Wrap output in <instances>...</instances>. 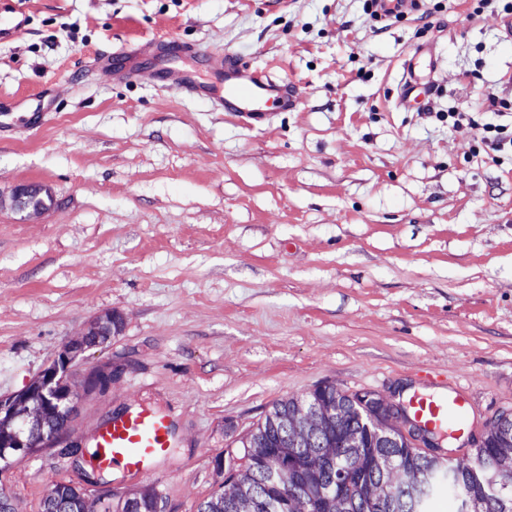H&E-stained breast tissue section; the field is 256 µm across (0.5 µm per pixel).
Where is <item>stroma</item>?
<instances>
[{
  "label": "stroma",
  "instance_id": "1",
  "mask_svg": "<svg viewBox=\"0 0 512 512\" xmlns=\"http://www.w3.org/2000/svg\"><path fill=\"white\" fill-rule=\"evenodd\" d=\"M511 0H421L372 20L363 0H0L22 18L0 40V191L45 186L42 215L0 207V395L21 390L94 316L124 329L87 365L117 381L78 413L174 421L150 473L163 512H197L272 404L319 385L393 402L457 389L483 433L512 411V154H474L439 113L512 103ZM171 34L294 83L296 111L250 126L151 71L202 82L197 57L139 59L140 78L95 56ZM430 46L434 88L398 104L405 57ZM40 112V126L27 127ZM87 459L47 449L1 480L18 512L77 480Z\"/></svg>",
  "mask_w": 512,
  "mask_h": 512
}]
</instances>
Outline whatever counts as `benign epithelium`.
<instances>
[{
  "instance_id": "1",
  "label": "benign epithelium",
  "mask_w": 512,
  "mask_h": 512,
  "mask_svg": "<svg viewBox=\"0 0 512 512\" xmlns=\"http://www.w3.org/2000/svg\"><path fill=\"white\" fill-rule=\"evenodd\" d=\"M41 192L42 189L32 184L18 183L11 189L10 206L18 212L44 214L49 211L50 206L39 198ZM123 326L124 317L116 312H105L93 317L77 336L64 345L58 357L35 375L23 389L0 396V411L7 407L19 419V428L13 440L6 444L12 455L24 459L32 456L28 436L31 420L22 407L27 396L33 393L41 397L49 413L66 418L65 427L42 433L41 447L56 448L62 455L68 448L82 447L83 438L74 436L77 410L91 391L108 390L115 374L110 365H98L80 374L78 365L85 360L84 353L103 347L100 337L112 334L116 336L122 332ZM383 404L389 411L390 419L401 425L403 433H411L416 443L432 450L442 447V439L410 416L404 404L387 400ZM103 473L104 470L99 469L96 478H82L85 496L77 512H112V504L127 500L126 496L114 493L111 482L100 478Z\"/></svg>"
}]
</instances>
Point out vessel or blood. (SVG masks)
I'll return each instance as SVG.
<instances>
[{
	"label": "vessel or blood",
	"instance_id": "b4317fda",
	"mask_svg": "<svg viewBox=\"0 0 512 512\" xmlns=\"http://www.w3.org/2000/svg\"><path fill=\"white\" fill-rule=\"evenodd\" d=\"M149 48L171 56H199L200 47L173 36H159L149 40ZM431 48L421 47L404 61L398 103L405 106L417 100L418 91L431 87V77L422 73V66L432 63ZM216 71L223 81V91L216 102L221 111L233 113L242 122L262 125L269 121L268 104L278 111L296 109L299 92L296 86L275 77L268 71L252 68L231 53L216 57ZM158 81L168 90L184 96L210 94L209 86L200 83L187 72L171 70L158 74ZM471 409L469 400L457 392L445 396L420 394L413 400V412L423 423L438 429L461 431L467 425ZM171 426L167 417L142 411L113 418L96 437L94 465L112 467L122 465L125 472L136 477L150 472L168 453Z\"/></svg>",
	"mask_w": 512,
	"mask_h": 512
}]
</instances>
